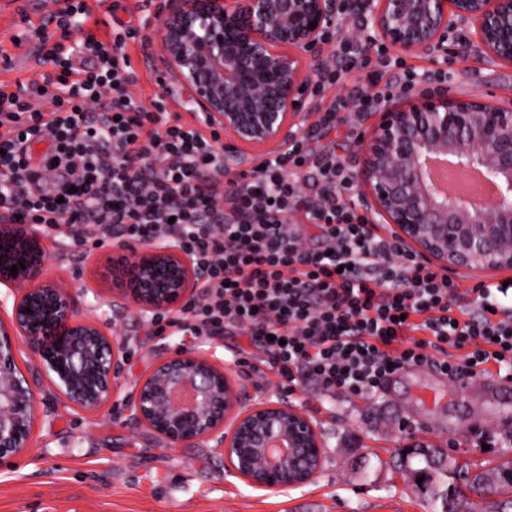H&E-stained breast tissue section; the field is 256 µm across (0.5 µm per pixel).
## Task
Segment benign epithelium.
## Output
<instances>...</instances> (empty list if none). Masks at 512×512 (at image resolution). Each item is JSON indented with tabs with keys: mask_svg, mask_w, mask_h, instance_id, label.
I'll list each match as a JSON object with an SVG mask.
<instances>
[{
	"mask_svg": "<svg viewBox=\"0 0 512 512\" xmlns=\"http://www.w3.org/2000/svg\"><path fill=\"white\" fill-rule=\"evenodd\" d=\"M342 9L343 0H198L190 9L167 0L157 14L161 73L186 92L190 110L224 133L227 173L250 165L262 148L288 147ZM367 13L371 26L359 33L366 52L380 44L434 58L463 31L454 43L461 58L512 64V0H367ZM361 154L354 178L362 205L407 251L439 269H512V108L417 91L380 114ZM439 155L481 172L494 196L442 192L430 176ZM54 247L39 225L0 219V285L14 295L10 323L0 324V459L30 447L36 399L16 370L20 347L82 411L111 398L123 369V347L79 313L76 296L86 286L46 277ZM116 249L132 251L122 260L125 287L113 295L119 310L175 312L202 282L194 259L173 242ZM20 260L26 269L14 277L10 267ZM184 389L192 400L176 401ZM125 406L131 420L174 446L215 442L227 471L256 490L301 488L322 469L323 435L308 414L255 401L241 374L200 352L162 359Z\"/></svg>",
	"mask_w": 512,
	"mask_h": 512,
	"instance_id": "obj_1",
	"label": "benign epithelium"
}]
</instances>
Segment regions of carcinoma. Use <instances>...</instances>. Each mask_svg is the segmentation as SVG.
Segmentation results:
<instances>
[{"label":"carcinoma","instance_id":"1","mask_svg":"<svg viewBox=\"0 0 512 512\" xmlns=\"http://www.w3.org/2000/svg\"><path fill=\"white\" fill-rule=\"evenodd\" d=\"M394 456L400 466L412 480L415 493L427 504L430 512H471L470 501L462 490H453L445 494L448 487V475L452 472L461 473L457 465L444 462L443 448L430 444L425 448H397ZM424 478L416 483L418 478ZM465 486L478 488L487 497L498 495L505 499L497 501L501 512H512V459L497 464L495 467L471 473L464 472Z\"/></svg>","mask_w":512,"mask_h":512}]
</instances>
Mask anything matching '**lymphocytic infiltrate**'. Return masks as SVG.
<instances>
[{
	"label": "lymphocytic infiltrate",
	"instance_id": "f902f5d3",
	"mask_svg": "<svg viewBox=\"0 0 512 512\" xmlns=\"http://www.w3.org/2000/svg\"><path fill=\"white\" fill-rule=\"evenodd\" d=\"M130 28L72 42L35 36L40 79L0 83V210L42 225L87 253L112 238L181 243L205 276L167 325L196 337L230 328L258 337L280 388L313 384L373 396L393 373L426 365L451 379L512 370V308L492 285L466 298L456 283L403 250L348 205L345 157L313 154L303 139L262 166L224 179L217 130L171 121L145 104L126 51ZM359 90L315 105L321 125L338 111L365 115L393 97L367 74ZM48 141L40 167L27 159ZM322 231L312 248L299 223Z\"/></svg>",
	"mask_w": 512,
	"mask_h": 512
}]
</instances>
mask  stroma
Here are the masks:
<instances>
[{"label":"stroma","instance_id":"35a3bbf8","mask_svg":"<svg viewBox=\"0 0 512 512\" xmlns=\"http://www.w3.org/2000/svg\"><path fill=\"white\" fill-rule=\"evenodd\" d=\"M161 0H100L92 21L100 34L113 25L136 28L126 50L143 102L163 98L168 112L193 123L183 98L170 97L155 59L160 52L154 15ZM48 0H0V75L28 80L43 69L27 59L38 47L30 29L45 26ZM384 80L402 90L415 85L444 86L449 94L478 97L512 107V67L489 65L456 53L448 57L405 59L387 51ZM377 120L340 113L334 129H323L305 112L300 133L313 146H335L350 165L360 158V139ZM112 245L89 255L63 251L48 270L67 284L87 285L79 297L81 313L96 321L126 352L118 388L106 404L80 411L59 400L49 375L28 352L18 356L38 404L51 414H36L31 448L0 463V512H429L392 463L404 430L437 441L458 464L477 470L512 456V382L501 386L504 406H484L462 392L457 382L428 366L396 375L374 397L330 394L308 387L288 393L251 369L258 353L248 337L227 333L209 339L169 327L155 335L146 316L112 306L117 282L110 263ZM179 350L205 351L216 361L242 371L252 394L296 406L323 432L325 455L317 478L299 489L259 491L228 473L213 443L176 447L130 420L124 398L162 359Z\"/></svg>","mask_w":512,"mask_h":512}]
</instances>
